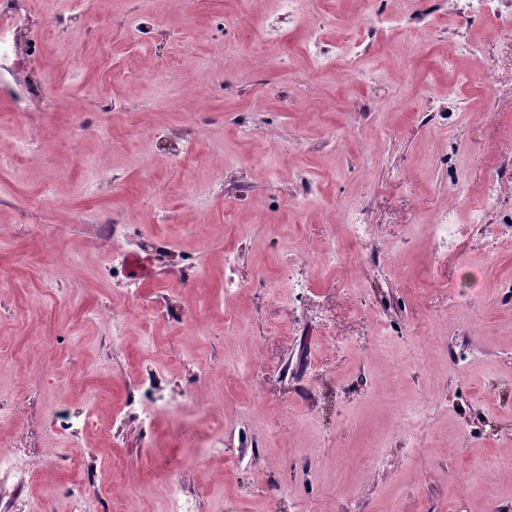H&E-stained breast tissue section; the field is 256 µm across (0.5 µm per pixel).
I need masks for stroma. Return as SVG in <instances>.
<instances>
[{
    "label": "stroma",
    "instance_id": "35a3bbf8",
    "mask_svg": "<svg viewBox=\"0 0 512 512\" xmlns=\"http://www.w3.org/2000/svg\"><path fill=\"white\" fill-rule=\"evenodd\" d=\"M27 2L0 449L44 470L0 502L164 512L176 472L195 512H512V0ZM465 229L466 227L463 224H457L455 206L452 203L448 204V209L443 212L438 223L432 227L437 251H448V249L455 247Z\"/></svg>",
    "mask_w": 512,
    "mask_h": 512
}]
</instances>
